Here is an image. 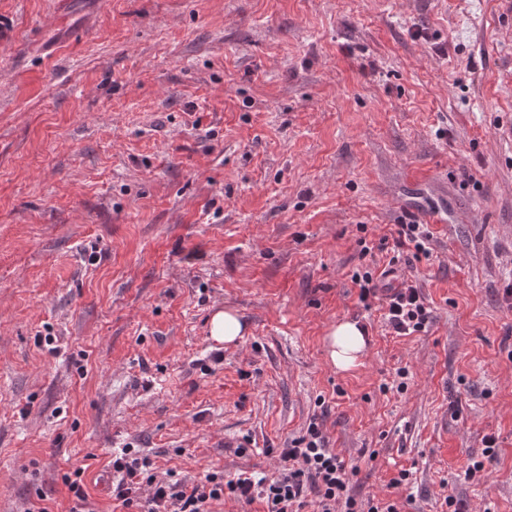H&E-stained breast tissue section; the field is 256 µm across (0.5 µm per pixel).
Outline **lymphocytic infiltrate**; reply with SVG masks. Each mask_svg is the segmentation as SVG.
Segmentation results:
<instances>
[{
  "mask_svg": "<svg viewBox=\"0 0 512 512\" xmlns=\"http://www.w3.org/2000/svg\"><path fill=\"white\" fill-rule=\"evenodd\" d=\"M353 281L360 289L361 301L385 297L384 319L396 335L426 330L430 311L419 288L405 280L396 286L383 283L369 270L354 273ZM280 458L283 467L270 481L244 475L226 481L215 474L193 485L161 480L143 500L137 494L138 486L153 463L127 448L112 458V470L120 475L112 486V497L126 510L141 504L146 512H209L214 502L227 496L246 504L263 499L266 512H302L310 496L315 499L317 512H398L396 503L390 501L356 499L346 465L329 448L317 421H310L305 433L281 450Z\"/></svg>",
  "mask_w": 512,
  "mask_h": 512,
  "instance_id": "1",
  "label": "lymphocytic infiltrate"
}]
</instances>
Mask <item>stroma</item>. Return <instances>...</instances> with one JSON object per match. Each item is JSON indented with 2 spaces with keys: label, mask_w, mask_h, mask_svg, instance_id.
Listing matches in <instances>:
<instances>
[{
  "label": "stroma",
  "mask_w": 512,
  "mask_h": 512,
  "mask_svg": "<svg viewBox=\"0 0 512 512\" xmlns=\"http://www.w3.org/2000/svg\"><path fill=\"white\" fill-rule=\"evenodd\" d=\"M1 21L0 512H69L78 469L91 512H123L124 448L270 480L314 414L357 498L512 512L500 0H0ZM427 214L428 253L395 249ZM394 256L432 311L411 336L352 280ZM225 307L247 330L224 349ZM344 319L368 327L348 372ZM244 333L245 325L235 309H218L212 314L209 335L216 343L224 344V347L236 345ZM366 332V325L359 326L349 320L340 321L329 329L326 352L330 363L338 371H350L360 364L367 346Z\"/></svg>",
  "instance_id": "35a3bbf8"
}]
</instances>
